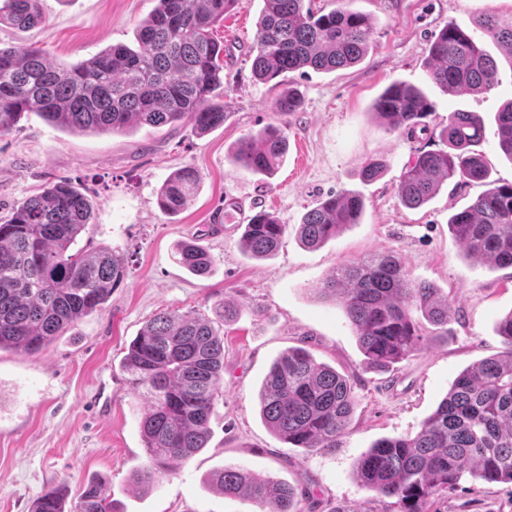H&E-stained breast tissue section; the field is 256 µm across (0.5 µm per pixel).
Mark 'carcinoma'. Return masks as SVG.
I'll return each mask as SVG.
<instances>
[{"instance_id":"obj_1","label":"carcinoma","mask_w":512,"mask_h":512,"mask_svg":"<svg viewBox=\"0 0 512 512\" xmlns=\"http://www.w3.org/2000/svg\"><path fill=\"white\" fill-rule=\"evenodd\" d=\"M237 0H156L138 26V48L112 45L76 64L49 59L38 47L0 45V136L28 112L78 133L122 132L190 123L200 133L224 125V44L213 28ZM312 0H263L253 46V77L268 83L305 68L334 71L365 56L373 22L342 4L325 11ZM20 28L44 22L38 0H4L0 22ZM478 26L506 49L512 62V20L493 13ZM429 79L448 93L489 91L498 66L474 36L448 22L429 47ZM292 89L274 100L281 115L299 111ZM374 114L390 129H414L429 104L414 87L393 82L375 100ZM498 148L512 160V101L495 114ZM477 112H453L440 131L445 150L420 151L399 176L397 194L408 207L427 203L448 183L478 182L485 189L451 214L448 228L466 256L491 267H512V182L489 177L476 153L484 134ZM287 150L284 129L270 124L237 142L234 161L253 174L272 176ZM199 188L198 172L184 167L160 187L157 204L169 216L181 212ZM361 197L344 193L306 213L297 234L310 248L359 222ZM92 202L66 179L56 180L19 203L0 223V350L34 354L82 317L95 311L127 276L119 251L72 250L90 224ZM286 225L270 214L253 215L242 235L254 258L275 254ZM177 261L204 276L212 257L203 247L181 244ZM318 292L340 304L354 328L366 363L384 369L421 352L424 337L414 317L448 325L450 303L438 289L408 278L391 251L375 252L336 269ZM504 339L498 356L463 371L436 410L413 435L378 440L358 460L362 486L389 500V512H440L467 476L512 483V312L497 325ZM122 370L146 400L140 420L148 464L134 476L140 487L206 447L209 422L224 375V335L213 322L164 311L130 343ZM261 417L279 438L305 451L342 446L354 409L350 378L319 363L305 348L280 355L259 392ZM224 495H245L259 512H296L287 484L225 468L212 479ZM61 489L42 494L32 512H65ZM74 512H116L96 482L79 495Z\"/></svg>"}]
</instances>
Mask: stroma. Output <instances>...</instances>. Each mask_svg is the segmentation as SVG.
<instances>
[{"label": "stroma", "mask_w": 512, "mask_h": 512, "mask_svg": "<svg viewBox=\"0 0 512 512\" xmlns=\"http://www.w3.org/2000/svg\"><path fill=\"white\" fill-rule=\"evenodd\" d=\"M46 21L32 29L0 24V43L37 46L51 59L76 63L110 45H134L138 25L156 0H40ZM262 0H238L216 36L224 45L223 126L197 134L192 125L137 127L125 133H71L28 113L0 137V219L49 181L67 179L93 203L79 249H116L128 274L110 299L56 336L35 355L0 352V512H31L48 488L73 503L83 486L103 478L117 512H258L246 496L229 498L210 481L235 467L298 489V512H385L363 488L356 463L384 437L415 433L473 362L503 349L496 327L512 311V268L468 258L448 230L449 216L483 190L481 184L443 187L427 204L405 207L396 184L421 151L444 146L441 129L453 112L485 119L479 147L491 179L512 182V162L497 146L494 116L512 99V65L487 35L479 40L500 67L499 85L486 92L449 94L432 84L425 61L430 41L448 22L474 30L492 11L512 17V0H351L370 15L373 34L365 59L330 73L307 69L288 80L303 99L281 117L279 90L252 75ZM419 88L430 104L426 130H391L372 105L391 83ZM269 124L282 126L288 150L273 177L252 174L230 148ZM383 175L364 180L368 159ZM190 166L200 188L176 216L165 215L157 191L171 173ZM349 191L364 211L319 248L305 247L296 228L327 195ZM234 203L233 223L215 222ZM287 229L271 258L256 260L241 245L244 223L256 212ZM181 241L212 256L209 275L190 274L176 260ZM390 250L410 277L439 288L450 302L447 329L425 328L426 348L387 372L367 370L354 329L340 305L318 289L337 267ZM230 298L243 307L224 327V376L210 420L207 448L148 489L136 486L146 462L140 429L145 402L131 389L121 362L132 339L157 313L174 310L214 317ZM292 346L354 381L355 406L342 447L312 453L288 445L260 417L258 394L271 364ZM440 512H512V484L463 479Z\"/></svg>", "instance_id": "35a3bbf8"}]
</instances>
